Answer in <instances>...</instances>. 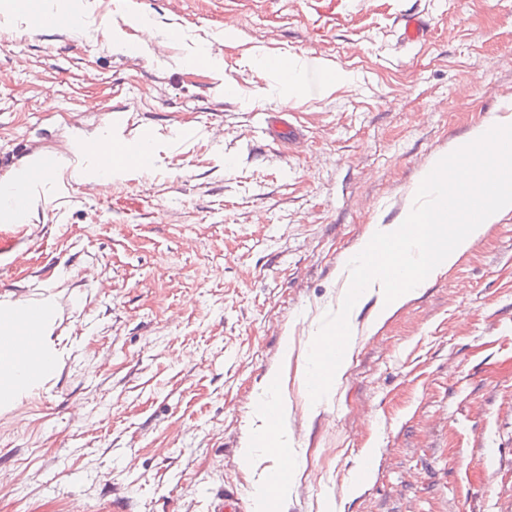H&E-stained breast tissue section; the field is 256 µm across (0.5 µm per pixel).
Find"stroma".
<instances>
[{
    "label": "stroma",
    "mask_w": 512,
    "mask_h": 512,
    "mask_svg": "<svg viewBox=\"0 0 512 512\" xmlns=\"http://www.w3.org/2000/svg\"><path fill=\"white\" fill-rule=\"evenodd\" d=\"M58 7L0 0V183L30 150L52 163L25 220L0 216V302L52 298L60 356L0 409V512H213L230 491L259 512L274 470L271 512H512V211L386 320L363 293L341 383L306 391L341 265L512 105V0H91L81 24L36 27ZM408 13L422 44L401 39ZM142 19L160 40L132 55ZM197 49L222 68L189 67ZM287 54L357 79L289 95L254 62ZM284 108L300 149L257 131ZM110 137L150 140L154 162L96 193L70 173ZM275 373L307 422L285 461L245 448ZM402 39L408 44H415L424 41L428 37V23L415 16H409L402 20Z\"/></svg>",
    "instance_id": "1"
}]
</instances>
